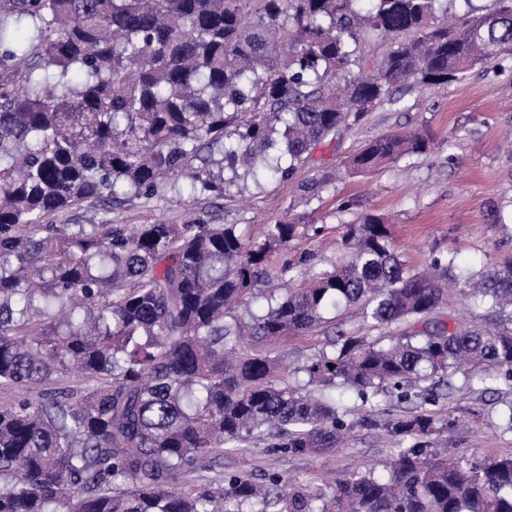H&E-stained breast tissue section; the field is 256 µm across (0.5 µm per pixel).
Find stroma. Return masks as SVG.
Wrapping results in <instances>:
<instances>
[{
  "instance_id": "35a3bbf8",
  "label": "stroma",
  "mask_w": 512,
  "mask_h": 512,
  "mask_svg": "<svg viewBox=\"0 0 512 512\" xmlns=\"http://www.w3.org/2000/svg\"><path fill=\"white\" fill-rule=\"evenodd\" d=\"M424 127L440 142L433 153L404 158L366 174L344 172L348 156L364 143L391 130ZM465 136L447 140L457 130ZM512 131V53L476 65L465 78L444 87L405 90L399 108H380L342 131L336 140L319 145L309 166L294 180L245 181L241 193L220 201L196 196L145 201L134 199L113 210L123 224H150L164 218L172 224L200 217L211 224H237L249 236L269 220L288 214L298 219L299 235L288 250L271 256L272 267L294 261L301 253L316 256V270L331 269L342 253L347 225L371 212L384 216L394 244L412 269L432 254L453 258L456 269L476 271L512 261V224H497L494 212L512 204V150L503 141ZM331 175L321 201L305 203L298 185L314 171ZM352 201L338 212L341 201ZM439 407L455 420L454 428L429 439L433 448L468 457L512 454V389L440 400ZM392 440L380 428H355L347 440L321 456H269L266 449L244 443L223 456L200 463L184 477L188 483L217 481L237 474L256 482L271 473L285 478L319 481L342 477L386 461Z\"/></svg>"
}]
</instances>
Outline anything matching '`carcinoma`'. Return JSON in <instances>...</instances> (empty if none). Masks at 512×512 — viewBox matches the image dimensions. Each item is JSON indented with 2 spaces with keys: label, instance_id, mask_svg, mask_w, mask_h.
I'll list each match as a JSON object with an SVG mask.
<instances>
[{
  "label": "carcinoma",
  "instance_id": "1",
  "mask_svg": "<svg viewBox=\"0 0 512 512\" xmlns=\"http://www.w3.org/2000/svg\"><path fill=\"white\" fill-rule=\"evenodd\" d=\"M10 0L0 13V512H512V455L472 461L430 448L456 426L448 394L512 388V261L473 274L434 259L411 270L388 225H349L329 271L308 254L274 270L299 224L256 236L236 224L112 220L57 224L83 203L179 192L222 199L239 181H286L406 82L461 81L512 51V0ZM28 21L21 39L9 17ZM365 34L392 42L380 59ZM437 148L424 128L384 134L348 160L355 173ZM222 155L227 176L203 152ZM199 160L202 165H194ZM328 180L301 183L307 203ZM455 288L468 325L434 317ZM360 307L371 329L421 328L388 343L333 331L298 368L313 397L268 352ZM79 375L75 386L53 376ZM463 376L456 385L452 378ZM363 401L390 390L420 405L391 415L389 470L313 484L227 474L180 491L201 460L252 441L320 455L351 422L336 386Z\"/></svg>",
  "mask_w": 512,
  "mask_h": 512
}]
</instances>
